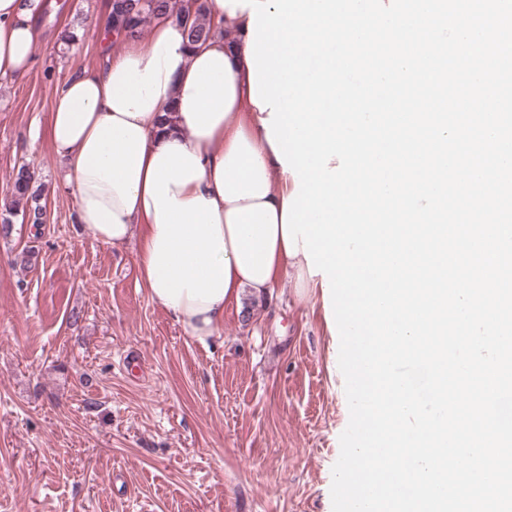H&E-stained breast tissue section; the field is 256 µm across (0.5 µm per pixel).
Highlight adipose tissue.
<instances>
[{
	"label": "adipose tissue",
	"instance_id": "adipose-tissue-1",
	"mask_svg": "<svg viewBox=\"0 0 512 512\" xmlns=\"http://www.w3.org/2000/svg\"><path fill=\"white\" fill-rule=\"evenodd\" d=\"M207 6L205 44L189 47L175 21L155 19L118 57L71 75L51 132L78 223L107 246L141 236L150 297L200 341L282 273L315 281L304 254L286 252L283 204L295 182L251 101L250 11ZM41 9L0 0V77L28 71Z\"/></svg>",
	"mask_w": 512,
	"mask_h": 512
}]
</instances>
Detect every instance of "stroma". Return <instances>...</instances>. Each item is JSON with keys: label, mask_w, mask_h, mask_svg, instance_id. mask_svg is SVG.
<instances>
[{"label": "stroma", "mask_w": 512, "mask_h": 512, "mask_svg": "<svg viewBox=\"0 0 512 512\" xmlns=\"http://www.w3.org/2000/svg\"><path fill=\"white\" fill-rule=\"evenodd\" d=\"M107 2L44 0L29 70L0 78V202L25 165L47 211L0 238V512H332L349 407L320 289L281 275L201 342L150 298L137 242L76 220L51 116L71 74L121 51Z\"/></svg>", "instance_id": "stroma-1"}]
</instances>
